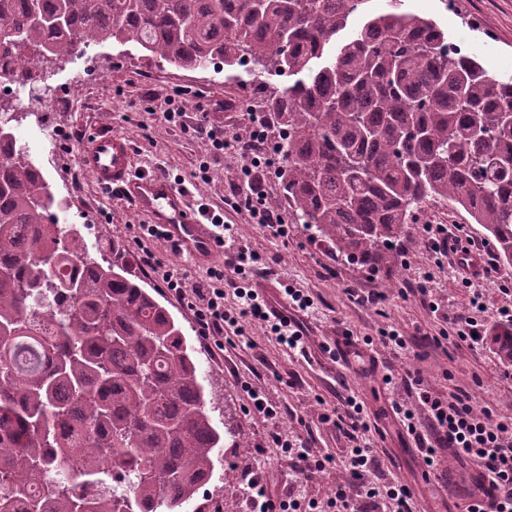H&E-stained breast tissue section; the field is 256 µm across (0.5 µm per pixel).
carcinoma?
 Instances as JSON below:
<instances>
[{"instance_id":"1","label":"carcinoma","mask_w":512,"mask_h":512,"mask_svg":"<svg viewBox=\"0 0 512 512\" xmlns=\"http://www.w3.org/2000/svg\"><path fill=\"white\" fill-rule=\"evenodd\" d=\"M367 2L0 0V35L24 73L112 41L188 70L294 76L264 108L288 131L298 221L376 263L443 203L512 265V78L456 55L404 0L342 37ZM12 121L0 101V143ZM52 199L26 149L0 153V512H181L223 443L192 349L140 280L54 222ZM491 341L512 364V334Z\"/></svg>"}]
</instances>
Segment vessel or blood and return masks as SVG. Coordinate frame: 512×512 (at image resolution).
<instances>
[{"label": "vessel or blood", "mask_w": 512, "mask_h": 512, "mask_svg": "<svg viewBox=\"0 0 512 512\" xmlns=\"http://www.w3.org/2000/svg\"><path fill=\"white\" fill-rule=\"evenodd\" d=\"M79 166L102 193H116L132 202L149 223L160 228L163 242L176 246L188 266L204 267L214 262L219 252L216 234L190 202L187 189L177 187L160 173H138L132 147L121 134L87 132ZM454 261L469 277L483 272L482 257L474 248L458 251Z\"/></svg>", "instance_id": "obj_1"}]
</instances>
